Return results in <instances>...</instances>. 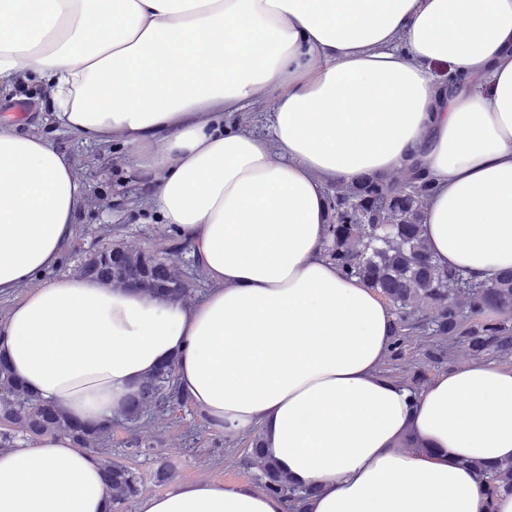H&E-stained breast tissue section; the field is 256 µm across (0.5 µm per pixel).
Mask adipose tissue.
I'll return each mask as SVG.
<instances>
[{
  "label": "adipose tissue",
  "instance_id": "obj_1",
  "mask_svg": "<svg viewBox=\"0 0 512 512\" xmlns=\"http://www.w3.org/2000/svg\"><path fill=\"white\" fill-rule=\"evenodd\" d=\"M21 80L84 143L126 149L210 283L169 301L46 279L85 185L0 119V297H17L0 356L30 392L97 423L171 361L211 429L259 430L291 485L318 487L307 512H512L476 468L512 462V366L473 360L410 394L381 371L390 306L326 256L328 185L418 162L439 266L512 268V0H0V89ZM266 95L270 136L225 124ZM0 512H112L100 459L64 434L0 449ZM139 512L287 503L198 479Z\"/></svg>",
  "mask_w": 512,
  "mask_h": 512
}]
</instances>
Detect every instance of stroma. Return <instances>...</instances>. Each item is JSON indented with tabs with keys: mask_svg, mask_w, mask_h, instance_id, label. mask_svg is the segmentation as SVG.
Wrapping results in <instances>:
<instances>
[{
	"mask_svg": "<svg viewBox=\"0 0 512 512\" xmlns=\"http://www.w3.org/2000/svg\"><path fill=\"white\" fill-rule=\"evenodd\" d=\"M43 101L37 88L20 86L0 98V114L14 104L25 103L28 130L49 138L73 159L90 198L77 217L75 236L65 246L51 277L75 274L84 256L101 245L117 242L140 249L166 236L164 225L144 202L145 180L132 171L125 149L115 144H79L66 130L47 123ZM139 434L145 447L130 448L126 445L129 431L114 427L111 448L139 475L142 496L158 495L169 490L172 483L202 476L229 486L254 479V467L242 463L248 436L230 439L209 429L192 405L144 426ZM162 468L170 471L169 480L158 479L157 472Z\"/></svg>",
	"mask_w": 512,
	"mask_h": 512,
	"instance_id": "1",
	"label": "stroma"
}]
</instances>
